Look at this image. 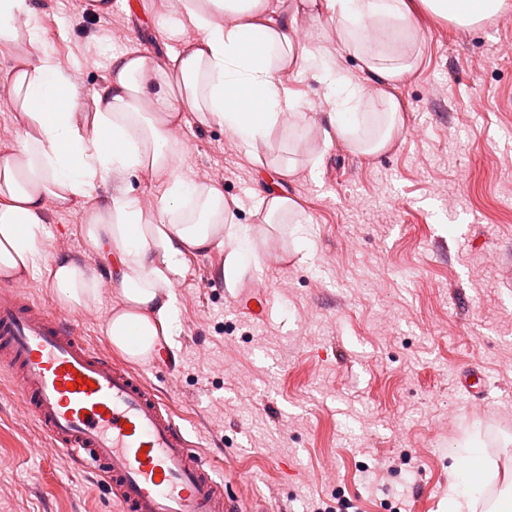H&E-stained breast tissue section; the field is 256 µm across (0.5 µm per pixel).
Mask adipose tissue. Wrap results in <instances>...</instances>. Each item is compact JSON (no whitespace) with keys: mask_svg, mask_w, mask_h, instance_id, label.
<instances>
[{"mask_svg":"<svg viewBox=\"0 0 512 512\" xmlns=\"http://www.w3.org/2000/svg\"><path fill=\"white\" fill-rule=\"evenodd\" d=\"M304 8L334 17L337 54L361 63L357 84L337 75L336 55L317 54V74L329 83L321 111L337 139L373 156L404 126L391 88L416 67L410 49L420 14L469 29L512 8V0H180L179 24L194 38L163 57L131 44L113 56L103 86L88 97L41 47L30 0H0V50L12 57L1 87L20 128L16 142L0 144V278L44 268L58 300L84 310L98 309L101 289L111 283L115 303L102 332L130 359L147 360L173 333L170 288L187 254L226 248L231 275L249 249L248 235L225 224L223 186L179 172L170 129L190 115L223 127L256 155L275 129L309 126L310 115L283 81L299 58L292 31ZM363 89L385 119L369 138L349 118ZM146 170L164 176L154 210L125 193L94 199L98 185ZM51 204L85 206L88 243L114 259L109 277L68 256L42 258L37 242ZM131 328L139 338L133 346L126 340Z\"/></svg>","mask_w":512,"mask_h":512,"instance_id":"obj_1","label":"adipose tissue"}]
</instances>
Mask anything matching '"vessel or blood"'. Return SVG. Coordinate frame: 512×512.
I'll use <instances>...</instances> for the list:
<instances>
[{"label": "vessel or blood", "instance_id": "obj_1", "mask_svg": "<svg viewBox=\"0 0 512 512\" xmlns=\"http://www.w3.org/2000/svg\"><path fill=\"white\" fill-rule=\"evenodd\" d=\"M0 368L45 437L41 455L67 454L106 480L120 512H265L225 495L172 410L110 346L93 347L18 281L0 286Z\"/></svg>", "mask_w": 512, "mask_h": 512}]
</instances>
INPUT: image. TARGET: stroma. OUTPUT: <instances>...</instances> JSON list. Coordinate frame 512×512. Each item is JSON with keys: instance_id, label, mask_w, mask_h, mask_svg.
I'll list each match as a JSON object with an SVG mask.
<instances>
[{"instance_id": "obj_1", "label": "stroma", "mask_w": 512, "mask_h": 512, "mask_svg": "<svg viewBox=\"0 0 512 512\" xmlns=\"http://www.w3.org/2000/svg\"><path fill=\"white\" fill-rule=\"evenodd\" d=\"M43 48L81 78L106 79L111 56L137 41L165 54L178 0H34ZM416 70L397 84L404 131L366 157L327 140V91L310 62L284 78L311 127L274 131L252 157L218 126H179L181 166L218 180L253 259L227 275L226 253L187 256L171 293L165 347L176 370L134 367L166 398L189 440L224 475V491L268 512H448L450 457L469 441L495 467L473 488L474 512L512 504V21L461 30L422 15ZM336 22L300 13L298 48L335 54ZM296 162L293 175L275 161ZM161 178L126 176L97 196L131 191L154 209ZM293 199L306 219L263 224L259 196ZM100 271L83 215L49 210L38 240ZM478 372L483 394L463 375ZM0 369V512H109L107 483L15 411Z\"/></svg>"}]
</instances>
